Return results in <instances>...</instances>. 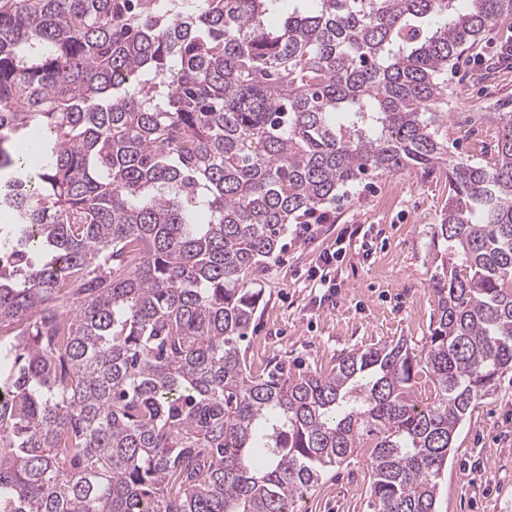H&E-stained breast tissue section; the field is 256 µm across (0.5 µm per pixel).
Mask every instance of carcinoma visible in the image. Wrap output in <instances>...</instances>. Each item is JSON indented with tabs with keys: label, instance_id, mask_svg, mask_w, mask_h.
I'll return each mask as SVG.
<instances>
[{
	"label": "carcinoma",
	"instance_id": "carcinoma-1",
	"mask_svg": "<svg viewBox=\"0 0 512 512\" xmlns=\"http://www.w3.org/2000/svg\"><path fill=\"white\" fill-rule=\"evenodd\" d=\"M506 13L0 0V512H292L359 454L373 512H437L459 426L512 369V114L492 162L448 159L442 76ZM445 164L421 348L252 374L288 225Z\"/></svg>",
	"mask_w": 512,
	"mask_h": 512
}]
</instances>
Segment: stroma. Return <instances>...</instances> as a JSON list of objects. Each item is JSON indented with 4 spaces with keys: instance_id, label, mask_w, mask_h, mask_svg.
Here are the masks:
<instances>
[{
    "instance_id": "1",
    "label": "stroma",
    "mask_w": 512,
    "mask_h": 512,
    "mask_svg": "<svg viewBox=\"0 0 512 512\" xmlns=\"http://www.w3.org/2000/svg\"><path fill=\"white\" fill-rule=\"evenodd\" d=\"M510 35L512 14L448 72L449 105L479 109L472 121L449 119V158L484 163L497 154L498 129L486 115L512 113V61L500 53ZM449 195L445 169L408 167L363 180L310 232L289 228L260 280L247 340L252 371L279 364L327 373L355 348L401 338L422 345L437 305L433 226ZM324 269L332 287L320 284ZM369 472L363 456L330 469L296 497V512H373ZM438 483V512H512V371L467 414Z\"/></svg>"
}]
</instances>
